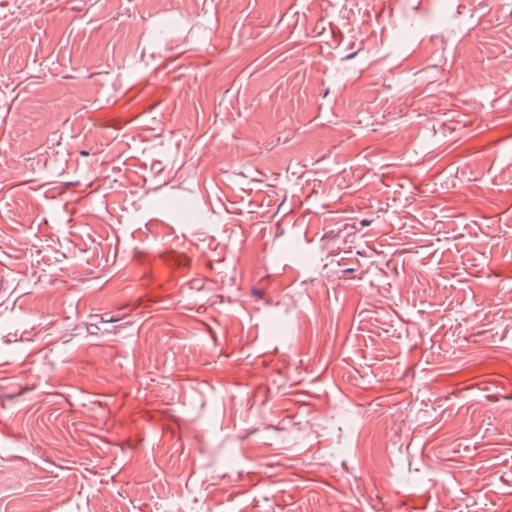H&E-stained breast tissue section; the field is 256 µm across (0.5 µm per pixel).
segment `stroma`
<instances>
[{"label": "stroma", "instance_id": "obj_1", "mask_svg": "<svg viewBox=\"0 0 512 512\" xmlns=\"http://www.w3.org/2000/svg\"><path fill=\"white\" fill-rule=\"evenodd\" d=\"M512 0H26L0 47V512H497Z\"/></svg>", "mask_w": 512, "mask_h": 512}]
</instances>
